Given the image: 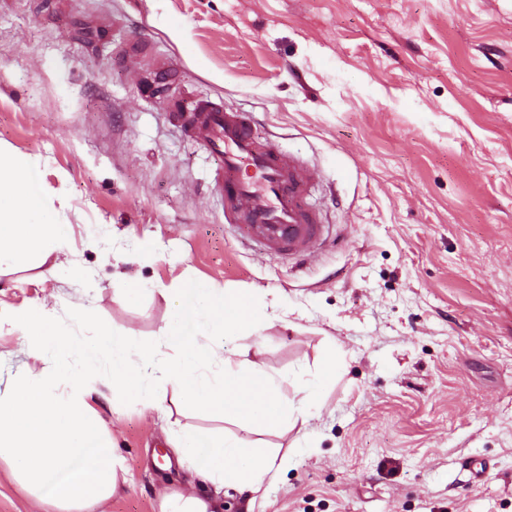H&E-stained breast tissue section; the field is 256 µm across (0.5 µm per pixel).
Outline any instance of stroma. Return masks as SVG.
Returning a JSON list of instances; mask_svg holds the SVG:
<instances>
[{
    "label": "stroma",
    "mask_w": 512,
    "mask_h": 512,
    "mask_svg": "<svg viewBox=\"0 0 512 512\" xmlns=\"http://www.w3.org/2000/svg\"><path fill=\"white\" fill-rule=\"evenodd\" d=\"M47 2L0 0V153L38 169L72 234L0 272V314L89 309L157 341L174 287L205 279L258 298L261 326L224 353L283 395L340 355L308 426L259 436L171 386L149 408L94 378L125 467L106 512L206 488L176 462L181 430L284 459L259 492L225 487L220 512H512V0ZM178 94L254 113L313 165L335 239L296 270L243 246L211 162L168 118ZM30 361L0 325L1 393Z\"/></svg>",
    "instance_id": "stroma-1"
}]
</instances>
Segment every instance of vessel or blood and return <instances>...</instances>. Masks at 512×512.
Returning <instances> with one entry per match:
<instances>
[{"mask_svg":"<svg viewBox=\"0 0 512 512\" xmlns=\"http://www.w3.org/2000/svg\"><path fill=\"white\" fill-rule=\"evenodd\" d=\"M182 132L216 163L213 192L224 200V219L241 225L246 246L270 256L301 258L319 249L329 230L307 199L316 171L299 155L259 141L249 113L223 101L198 98L174 110Z\"/></svg>","mask_w":512,"mask_h":512,"instance_id":"1","label":"vessel or blood"}]
</instances>
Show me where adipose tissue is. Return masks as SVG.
<instances>
[{"label":"adipose tissue","mask_w":512,"mask_h":512,"mask_svg":"<svg viewBox=\"0 0 512 512\" xmlns=\"http://www.w3.org/2000/svg\"><path fill=\"white\" fill-rule=\"evenodd\" d=\"M69 225L56 222L34 187L33 166L19 157L0 156V268L35 256L48 259L68 238ZM179 461L196 471L214 489L234 484L258 492L277 466L278 454L232 437L179 432L173 439Z\"/></svg>","instance_id":"adipose-tissue-1"}]
</instances>
